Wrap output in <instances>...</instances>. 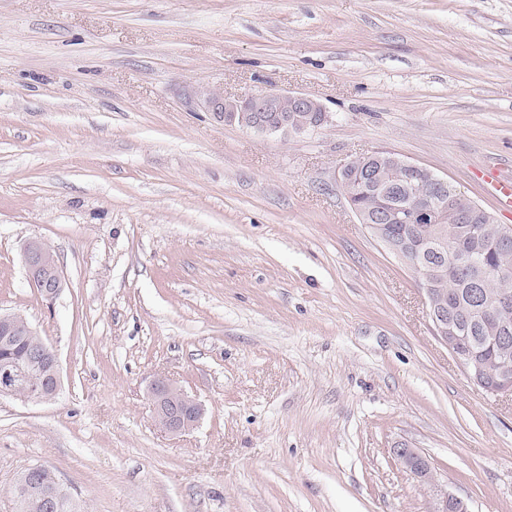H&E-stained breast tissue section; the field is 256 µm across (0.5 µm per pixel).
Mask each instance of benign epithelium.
<instances>
[{
    "mask_svg": "<svg viewBox=\"0 0 512 512\" xmlns=\"http://www.w3.org/2000/svg\"><path fill=\"white\" fill-rule=\"evenodd\" d=\"M197 101L207 111L222 119L226 124H236L258 133L293 132L304 133L305 126H293L288 122V112H314L317 125L328 123L323 105L314 97L302 92H258L237 97H226L219 89H210L197 93ZM391 156L408 173L422 183L431 184L439 196L448 192V179L418 163L406 160L396 153L375 151L367 155L371 160ZM362 224L369 225L374 238L418 278L420 289L425 298L427 315L433 333L439 341L448 343L449 335H458L461 328L448 318V309L438 304L429 288L431 270L423 256L411 251L382 233L379 218L356 213ZM384 219L394 223L407 221L415 224H435L438 222V204L411 203L405 207H393ZM429 248L438 250L449 261L473 266V257L462 253L441 237L430 240ZM21 258L26 269L29 284L36 288L46 299L55 298L64 287L62 269L53 252L38 240L26 242L21 248ZM14 312H0V346H8L14 336ZM453 357L467 372L470 379L488 395L495 398L512 397V357L503 351L497 375L488 379L484 366L468 352H455ZM31 363L40 369L34 374L33 368H17L4 361L0 363V399H20L25 402H49L56 398L61 387L60 365L53 348L39 349ZM149 404L161 424L171 433L179 434L195 428L202 419L205 408L195 398L189 396L174 381L159 377L148 393ZM401 463L409 470L421 486L429 493L434 507L431 512H471L469 504L448 493L442 488L429 461L417 449L406 444L395 449ZM15 483L24 486L30 492L46 502L51 509L58 508L61 496H72L65 480L52 469L41 465H31L20 472Z\"/></svg>",
    "mask_w": 512,
    "mask_h": 512,
    "instance_id": "7a95c632",
    "label": "benign epithelium"
}]
</instances>
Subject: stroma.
Instances as JSON below:
<instances>
[{
	"mask_svg": "<svg viewBox=\"0 0 512 512\" xmlns=\"http://www.w3.org/2000/svg\"><path fill=\"white\" fill-rule=\"evenodd\" d=\"M299 91L328 123L258 133L192 105ZM422 164L512 226V0H0V311L59 357L0 400V512L42 464L84 512H431L393 450L512 512V401L434 335L411 272L336 186ZM65 279L46 301L21 246ZM201 401L172 434L147 399ZM480 177L500 205L507 210H512V173L504 175L497 168L486 167L480 171ZM21 258L29 284L45 299H54L64 287V276L53 252L43 242L31 240L22 246ZM47 346L48 351L44 348ZM31 363L40 368L35 376L33 368H16L2 361L0 399H20L25 402H49L56 398L61 387L60 365L57 354L47 343L36 351ZM38 377V378H37ZM149 404L161 424L171 433L194 429L205 408L174 381L166 377L155 380L148 393Z\"/></svg>",
	"mask_w": 512,
	"mask_h": 512,
	"instance_id": "1",
	"label": "stroma"
}]
</instances>
